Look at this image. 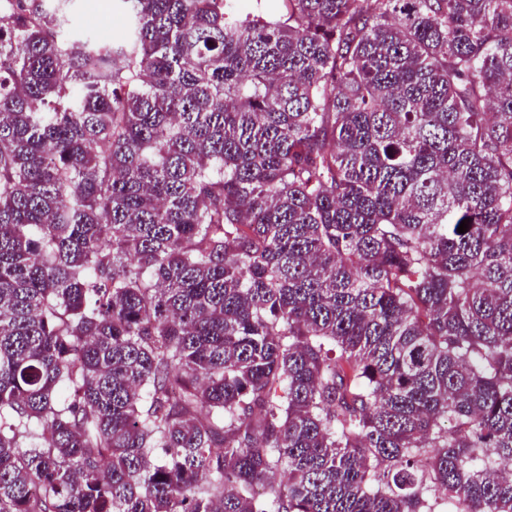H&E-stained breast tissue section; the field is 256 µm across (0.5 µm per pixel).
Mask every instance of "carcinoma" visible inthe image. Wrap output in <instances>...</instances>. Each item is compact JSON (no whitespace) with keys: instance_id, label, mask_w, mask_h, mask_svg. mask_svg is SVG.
Masks as SVG:
<instances>
[{"instance_id":"cac0c4a2","label":"carcinoma","mask_w":512,"mask_h":512,"mask_svg":"<svg viewBox=\"0 0 512 512\" xmlns=\"http://www.w3.org/2000/svg\"><path fill=\"white\" fill-rule=\"evenodd\" d=\"M68 2L0 0V512H512V0ZM73 15L78 25L91 27L104 38H115L123 31V16L115 0H78Z\"/></svg>"}]
</instances>
